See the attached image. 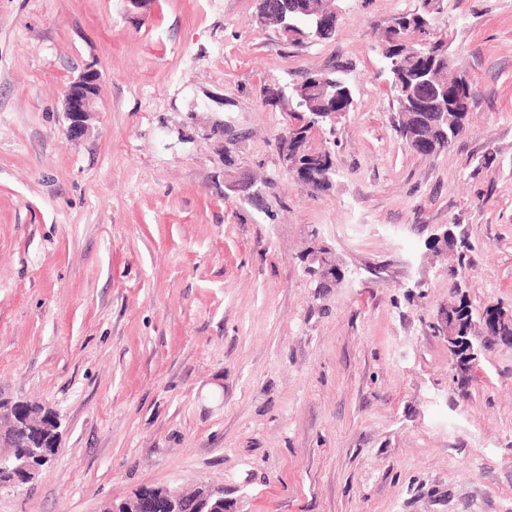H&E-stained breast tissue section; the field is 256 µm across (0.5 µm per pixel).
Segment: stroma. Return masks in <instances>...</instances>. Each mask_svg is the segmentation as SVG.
<instances>
[{
	"mask_svg": "<svg viewBox=\"0 0 512 512\" xmlns=\"http://www.w3.org/2000/svg\"><path fill=\"white\" fill-rule=\"evenodd\" d=\"M257 0H0V399L55 410L48 472L0 512H100L206 483L226 512H512V343L468 377L446 336L448 253L473 311L512 308V0H340L291 41ZM428 11L470 82L447 151L405 149L379 34ZM101 74L91 132L65 87ZM344 70L311 134L333 189L288 180L270 94ZM223 121V132L213 130ZM345 278L317 289L311 237ZM458 227L456 224H452L451 228L453 230V234L448 231V246H438L437 242H432L430 247L434 248L435 251H442L441 249H447L446 251H456L459 255V268L451 269L448 271V277L453 280V287L458 288V280L462 277L466 270L470 267L469 261L467 259V252L472 250L470 243L465 239L462 235H457L455 229Z\"/></svg>",
	"mask_w": 512,
	"mask_h": 512,
	"instance_id": "1",
	"label": "stroma"
}]
</instances>
